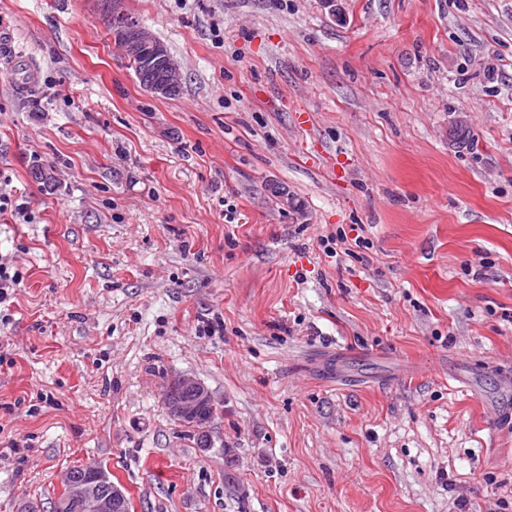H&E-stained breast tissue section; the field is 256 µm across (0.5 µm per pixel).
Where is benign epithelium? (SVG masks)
I'll return each mask as SVG.
<instances>
[{"label": "benign epithelium", "instance_id": "benign-epithelium-1", "mask_svg": "<svg viewBox=\"0 0 512 512\" xmlns=\"http://www.w3.org/2000/svg\"><path fill=\"white\" fill-rule=\"evenodd\" d=\"M102 10L113 25L114 41L125 54L138 58L145 70L164 66L165 80L148 84V89L156 97L168 95L181 72L165 46L155 42L148 30L131 25L121 0H102ZM161 397L169 416L196 433L200 448H210L212 418L204 411L216 409L213 392L195 377L175 375L163 384ZM54 512H126L125 493L112 483L105 469L89 464L68 475L67 492L57 501Z\"/></svg>", "mask_w": 512, "mask_h": 512}]
</instances>
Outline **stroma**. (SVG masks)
<instances>
[{
	"label": "stroma",
	"mask_w": 512,
	"mask_h": 512,
	"mask_svg": "<svg viewBox=\"0 0 512 512\" xmlns=\"http://www.w3.org/2000/svg\"><path fill=\"white\" fill-rule=\"evenodd\" d=\"M339 7L125 0L166 99L99 0H0V512L90 462L131 512H512V0ZM101 5L107 20L114 27L112 29L114 41L124 50L126 55H131L132 58L137 57L140 65L145 70L152 69L158 64L164 66L166 77L163 67H157L147 76H143L137 66L138 60H132L130 56H127L134 68L140 86L145 89V85L150 83L148 89L153 95L165 98L182 75L173 57L164 45L153 40V37L157 38L147 29L132 27L120 0H102ZM164 77L165 80L162 81ZM161 397L169 416L196 433L199 448H210L212 418L206 416L204 411L216 409L213 392L195 377L175 375L163 384Z\"/></svg>",
	"instance_id": "35a3bbf8"
}]
</instances>
